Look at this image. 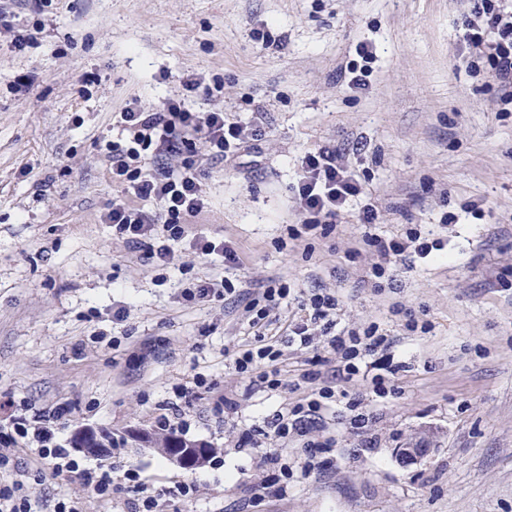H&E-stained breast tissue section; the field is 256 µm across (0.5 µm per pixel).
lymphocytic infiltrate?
<instances>
[{"mask_svg": "<svg viewBox=\"0 0 512 512\" xmlns=\"http://www.w3.org/2000/svg\"><path fill=\"white\" fill-rule=\"evenodd\" d=\"M505 2L470 0L463 40L479 51L486 72L498 86L512 90V13ZM183 87L186 94L213 93L202 79L191 75L184 79ZM185 96L168 98L152 111L132 100L120 112L122 135L107 143L106 157L112 181L120 187L122 196L112 202L105 221L129 247L143 251L155 266L168 267L175 244L187 239L198 255L216 254L225 266L234 267L239 263L236 249L193 232L192 221L208 207L203 190L208 164H229L241 152L254 149L262 137L263 116L258 113L250 121L232 122L223 110L201 112L191 108ZM149 157L157 161V169H146ZM301 169L294 196L305 220L290 226L288 235L294 240L315 230L331 233L351 203L364 193L360 177L347 168L336 151L322 147L307 152ZM151 200L157 203V210L144 209V202ZM365 241L376 260L365 268L362 282L377 291L391 286L393 263L412 255L425 258L443 247L441 239L423 236L415 228L389 237L370 234ZM290 300L296 302L297 310L282 333L275 312ZM244 311L252 338L231 355L230 365L246 380L248 391L286 387L279 367L285 350L311 354V368L303 374L304 380L312 384L311 391L292 406L276 411L263 427H246L237 434L238 448L249 449L253 466L266 475L252 488L254 500L259 501L270 495H286L290 480L323 470L336 438L331 435L320 439L316 432L330 407L344 403L354 427L364 428L368 416L361 410L360 399L344 390V383L368 382L381 399L393 394L394 386L386 372L391 368L395 341L373 322L343 324L340 300L328 288L307 293L271 279ZM321 348L327 349V357L318 356ZM68 412L65 406L38 407L25 401L6 407L0 416V425L5 428L0 435V512H40L42 503L35 490L47 471L65 475L86 491V499L99 501L110 500L116 481H123L135 494L128 503L129 512H159L162 493L148 486L137 465L125 462L90 466L58 440V427ZM291 437L301 439L305 457L297 470L276 447L277 442ZM26 449L36 466L22 470L17 456ZM86 499L60 500L53 512H86Z\"/></svg>", "mask_w": 512, "mask_h": 512, "instance_id": "obj_1", "label": "lymphocytic infiltrate"}]
</instances>
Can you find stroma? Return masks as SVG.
Returning a JSON list of instances; mask_svg holds the SVG:
<instances>
[{
    "instance_id": "1",
    "label": "stroma",
    "mask_w": 512,
    "mask_h": 512,
    "mask_svg": "<svg viewBox=\"0 0 512 512\" xmlns=\"http://www.w3.org/2000/svg\"><path fill=\"white\" fill-rule=\"evenodd\" d=\"M467 0H0V405L64 404L62 440L106 428L126 442L113 454L138 464L158 489L201 484L189 505L164 512H512V104L461 43ZM27 36L23 50L14 36ZM373 49L370 60L359 45ZM364 72L365 89L345 73ZM33 71L29 93L17 75ZM222 84L194 108L233 121L265 114L257 152L210 165L207 212L193 221L236 246L240 264L175 248L162 269L129 250L102 220L117 189L105 157L115 117L131 99L148 110L181 94L189 74ZM96 75L84 86L86 75ZM339 149L378 207L376 231L414 225L441 238L444 260L396 264L392 288L361 284L372 262L350 209L327 237L288 238L301 223L292 186L308 151ZM455 223L441 229L444 214ZM223 273L244 294L186 300L197 279ZM335 289L352 325L385 323L398 344V392L367 401L364 431L348 410L324 415L337 447L332 467L290 483L286 496L253 503L262 477L237 451L236 432L259 426L310 389L306 354L287 352L292 387L249 393L227 357L247 337L241 315L268 279ZM130 305L125 322L112 308ZM400 305L432 330L405 335ZM203 374L238 401L215 420L209 396L182 411L187 439L214 447L195 468L129 441L152 430L179 387ZM437 450L405 468L395 450L419 431ZM377 446L363 448L364 438Z\"/></svg>"
}]
</instances>
